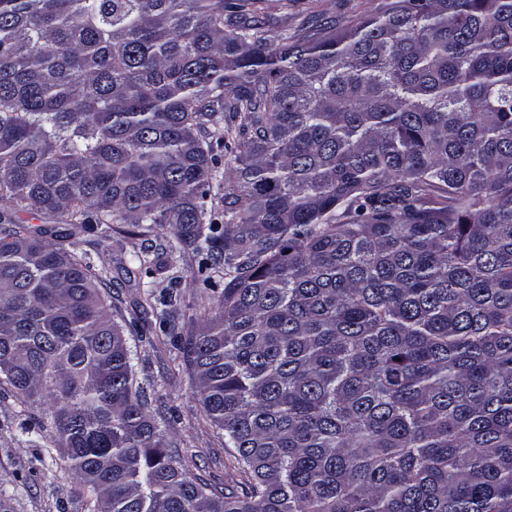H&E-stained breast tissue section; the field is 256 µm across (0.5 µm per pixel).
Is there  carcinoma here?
Returning a JSON list of instances; mask_svg holds the SVG:
<instances>
[{
	"mask_svg": "<svg viewBox=\"0 0 512 512\" xmlns=\"http://www.w3.org/2000/svg\"><path fill=\"white\" fill-rule=\"evenodd\" d=\"M260 2L0 0V206L224 261L184 351L249 492L174 464L102 276L27 224L0 227V376L90 512H512V0L273 39ZM239 121L231 120L229 117V112L224 113V138L219 135H208L206 136V141L211 145V155L213 156L216 169V175L218 176L219 181L212 180V202L215 211L221 216L222 211H224V185L223 187H219L218 184L221 182V175L224 173V166L227 165L228 162L232 161L233 154L231 153L234 148V139L235 134L234 128ZM227 127H231L232 136L227 135L225 130ZM233 137V138H232Z\"/></svg>",
	"mask_w": 512,
	"mask_h": 512,
	"instance_id": "obj_1",
	"label": "carcinoma"
}]
</instances>
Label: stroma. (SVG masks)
I'll return each instance as SVG.
<instances>
[{
    "instance_id": "obj_1",
    "label": "stroma",
    "mask_w": 512,
    "mask_h": 512,
    "mask_svg": "<svg viewBox=\"0 0 512 512\" xmlns=\"http://www.w3.org/2000/svg\"><path fill=\"white\" fill-rule=\"evenodd\" d=\"M380 0H265L271 22L297 26L317 12L339 20L361 19L374 13ZM74 256L102 271V294L112 314L123 325L129 344L137 351L135 377L150 400L151 411L167 444V451L195 482L220 494L230 488L248 492L247 476L237 465L233 449L224 445V432L207 416L197 394L192 366L182 354V336L204 311L217 309V291L224 286V267L205 256H180L171 228L140 233L129 224H96L76 228L64 239ZM173 259L174 273L137 270L135 255ZM177 294L175 311L179 335L161 331L158 312H144L146 296L161 299ZM46 409L21 403L13 388L0 379V491L11 498L12 512H85V503L73 494L71 476L60 468L58 449L26 442L18 433L25 422L41 431Z\"/></svg>"
}]
</instances>
